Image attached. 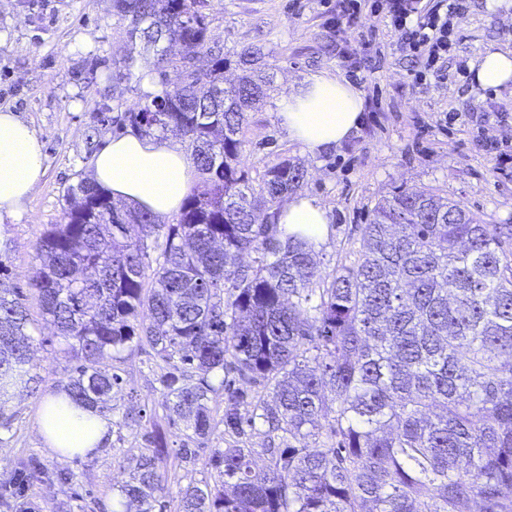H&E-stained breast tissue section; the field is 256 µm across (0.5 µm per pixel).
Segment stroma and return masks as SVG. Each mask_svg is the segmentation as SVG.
<instances>
[{"mask_svg":"<svg viewBox=\"0 0 512 512\" xmlns=\"http://www.w3.org/2000/svg\"><path fill=\"white\" fill-rule=\"evenodd\" d=\"M323 2L207 0L204 7L210 42L226 58L225 81L241 74L246 51L253 54L254 69L273 78L267 98L246 115L240 162L256 183L282 160L304 165L298 194L316 198L331 218L329 234L315 250L321 269L357 262L363 225L376 204L400 188L449 197L483 224L512 225V175L496 167L482 144L487 136L512 145V87L486 90L473 79L454 77L415 82L412 61L382 17L367 16L360 32L339 38ZM454 25L457 57L469 65L489 47L512 51V8L492 12L486 0H470L467 14ZM125 40L112 0H0V110L19 113L36 130L46 167L23 215L0 227V264L7 269L0 280L25 295L35 326V381L9 404L16 420L12 437L0 441V460L32 457L45 469L71 474L67 482L45 479L26 486L23 497L37 512H112L120 486L130 479L128 462L146 452L150 435L162 437L168 450L161 462L166 512H178L179 492L188 484L220 485L213 465L218 450L244 444L261 467L267 449L278 444L261 426L239 438L219 427L203 447L183 453L191 431L170 419L157 358L146 345L112 364L121 384L109 414L112 439L102 453L62 459L39 433L43 398L68 382L75 363L65 341L45 323L31 288L36 246L51 225L61 223L67 188L88 179L94 155L117 133L113 125L100 124L99 109L113 116L148 100L140 82L115 79ZM355 58L363 61L356 85L365 120L341 147L310 155L289 139L280 102L307 77L345 78ZM452 111L467 113V123L444 124ZM131 407L140 413L135 426L121 422Z\"/></svg>","mask_w":512,"mask_h":512,"instance_id":"1","label":"stroma"}]
</instances>
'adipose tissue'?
<instances>
[{"mask_svg": "<svg viewBox=\"0 0 512 512\" xmlns=\"http://www.w3.org/2000/svg\"><path fill=\"white\" fill-rule=\"evenodd\" d=\"M475 82L496 89L512 81V51H484ZM280 117L288 136L313 155L336 149L363 122L362 96L350 83L329 74L306 78L281 101ZM194 162L177 146L154 136H115L95 155L91 176L114 201L149 211L163 222L181 208L192 184ZM45 175L43 145L19 114L0 110V225L21 217ZM287 234L321 244L328 235V210L315 199L296 196L281 209ZM39 431L59 454H95L111 439L110 424L99 412L69 404L53 392L42 402Z\"/></svg>", "mask_w": 512, "mask_h": 512, "instance_id": "adipose-tissue-1", "label": "adipose tissue"}]
</instances>
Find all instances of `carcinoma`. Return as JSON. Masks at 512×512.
<instances>
[{"label":"carcinoma","instance_id":"obj_1","mask_svg":"<svg viewBox=\"0 0 512 512\" xmlns=\"http://www.w3.org/2000/svg\"><path fill=\"white\" fill-rule=\"evenodd\" d=\"M204 6L112 0L128 42L157 48L156 70L181 77L112 123L188 139L202 190L173 224L117 208L89 180L67 190L32 287L78 362L69 399L112 409L120 378L101 361L134 342L163 362L171 417L198 440L218 425L209 402L229 382L217 374L270 390L271 404L231 392L221 423L239 436L259 421L284 447L266 449L258 471L251 448L219 452L222 489L187 485L180 512H512V226L402 189L375 206L357 263L321 270L314 247L277 224L305 170L284 159L256 192L238 165L245 112L267 78L224 86ZM171 42L179 55L162 49ZM248 253L257 266L238 262ZM27 325L22 294L0 282V398L32 368ZM151 444L121 486L136 512L164 510L165 448ZM49 476L70 479L16 463L0 505Z\"/></svg>","mask_w":512,"mask_h":512}]
</instances>
